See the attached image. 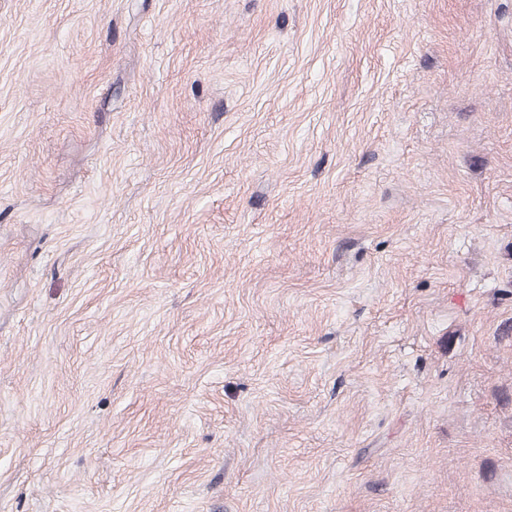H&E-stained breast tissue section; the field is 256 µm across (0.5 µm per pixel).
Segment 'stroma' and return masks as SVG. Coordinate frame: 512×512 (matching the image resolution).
Wrapping results in <instances>:
<instances>
[{
  "mask_svg": "<svg viewBox=\"0 0 512 512\" xmlns=\"http://www.w3.org/2000/svg\"><path fill=\"white\" fill-rule=\"evenodd\" d=\"M0 512H512V0H0Z\"/></svg>",
  "mask_w": 512,
  "mask_h": 512,
  "instance_id": "35a3bbf8",
  "label": "stroma"
}]
</instances>
